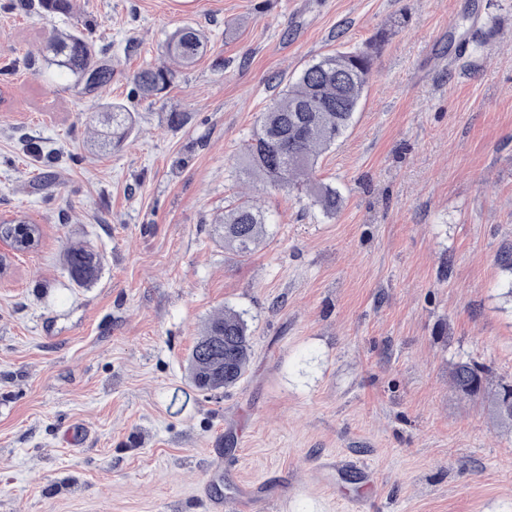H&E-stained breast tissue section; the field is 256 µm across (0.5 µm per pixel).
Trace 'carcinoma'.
Segmentation results:
<instances>
[{"label":"carcinoma","mask_w":512,"mask_h":512,"mask_svg":"<svg viewBox=\"0 0 512 512\" xmlns=\"http://www.w3.org/2000/svg\"><path fill=\"white\" fill-rule=\"evenodd\" d=\"M44 16L70 15L73 0H37ZM205 47V39L192 26L176 29L166 50L180 67L195 62ZM47 67L89 92L102 90L112 80L111 68L96 59L94 45L78 28L59 31L43 46ZM372 73V56L365 51H336L307 64L288 83L266 110L259 114L251 141L242 156L241 172L277 190L306 187L314 206L330 217L342 205L336 187L313 179L323 152L342 138L353 123ZM177 76V70L146 66L133 78L134 93L144 98L163 94ZM106 132L102 146L119 149L132 135L136 119L119 103L98 107ZM268 212L248 198L224 210L214 232L224 241V249L247 258L268 234ZM40 226L12 219L0 222V238L16 251L37 245ZM62 265L69 284L89 288L100 278L103 257L85 243L69 244L62 253ZM252 332L244 313L225 308L205 323L188 359L189 382L197 392H216L236 386L247 371L252 349ZM455 388L467 395L479 393L492 418L512 425V404L501 399L508 382L493 390L482 387L484 372L470 360L457 361L451 371Z\"/></svg>","instance_id":"carcinoma-1"}]
</instances>
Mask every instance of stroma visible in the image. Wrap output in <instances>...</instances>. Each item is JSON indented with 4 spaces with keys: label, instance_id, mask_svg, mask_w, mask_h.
<instances>
[{
    "label": "stroma",
    "instance_id": "stroma-1",
    "mask_svg": "<svg viewBox=\"0 0 512 512\" xmlns=\"http://www.w3.org/2000/svg\"><path fill=\"white\" fill-rule=\"evenodd\" d=\"M78 26L112 68L106 92L47 70ZM208 37L162 98L170 33ZM372 50L346 137L304 191L235 175L258 115L336 49ZM136 112L118 151L90 146L101 96ZM189 113L169 127L171 111ZM249 193L272 223L246 259L215 220ZM40 225L0 278V512H512V431L448 371L512 379V0H76L45 17L0 0V220ZM104 256L74 288L67 242ZM245 312L236 386L177 401L208 318ZM352 452L369 478L319 464ZM177 76V70L146 66L133 78L134 93L144 98H157L163 94Z\"/></svg>",
    "mask_w": 512,
    "mask_h": 512
}]
</instances>
